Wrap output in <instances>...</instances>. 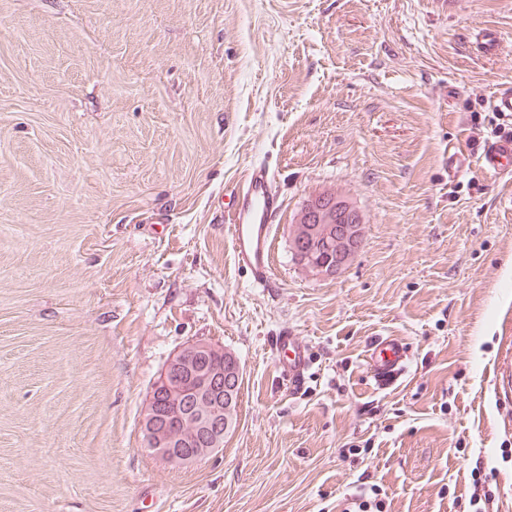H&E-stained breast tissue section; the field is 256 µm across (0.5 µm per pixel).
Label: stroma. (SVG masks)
Wrapping results in <instances>:
<instances>
[{
    "instance_id": "obj_1",
    "label": "stroma",
    "mask_w": 512,
    "mask_h": 512,
    "mask_svg": "<svg viewBox=\"0 0 512 512\" xmlns=\"http://www.w3.org/2000/svg\"><path fill=\"white\" fill-rule=\"evenodd\" d=\"M508 86L512 0H0V512H512V173L443 162ZM260 160L268 288L225 229ZM325 188L366 230L315 277L289 233ZM196 338L238 357V421L178 468L139 420ZM273 349L279 357L280 375L290 387H296L305 378L309 366L308 348L288 331L273 339ZM406 356V344L396 337L387 336L373 346L368 361L374 372L388 374L399 370Z\"/></svg>"
}]
</instances>
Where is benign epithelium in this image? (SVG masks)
I'll return each instance as SVG.
<instances>
[{"mask_svg": "<svg viewBox=\"0 0 512 512\" xmlns=\"http://www.w3.org/2000/svg\"><path fill=\"white\" fill-rule=\"evenodd\" d=\"M295 224H310L315 245L336 251V265L309 263L314 275H334L357 253L364 233L359 209L338 192L312 195L297 213ZM224 347L204 340L182 345L166 361L153 381L143 407L141 430L148 450L161 462L190 466L223 447L230 416L238 406L240 363L231 358V373L211 366L207 356Z\"/></svg>", "mask_w": 512, "mask_h": 512, "instance_id": "obj_1", "label": "benign epithelium"}]
</instances>
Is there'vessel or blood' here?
I'll use <instances>...</instances> for the list:
<instances>
[{
  "mask_svg": "<svg viewBox=\"0 0 512 512\" xmlns=\"http://www.w3.org/2000/svg\"><path fill=\"white\" fill-rule=\"evenodd\" d=\"M479 165L490 176L512 166V138L486 142L479 155ZM281 204L270 170L259 162L245 174L244 184L227 218L226 230L234 261L253 283L261 286L267 285L271 278L272 220ZM273 349L279 358L282 380L289 386H298L309 366L307 347L297 336L285 332L274 337ZM406 356L405 343L388 336L373 346L368 361L374 372L388 374L399 370Z\"/></svg>",
  "mask_w": 512,
  "mask_h": 512,
  "instance_id": "b4317fda",
  "label": "vessel or blood"
}]
</instances>
